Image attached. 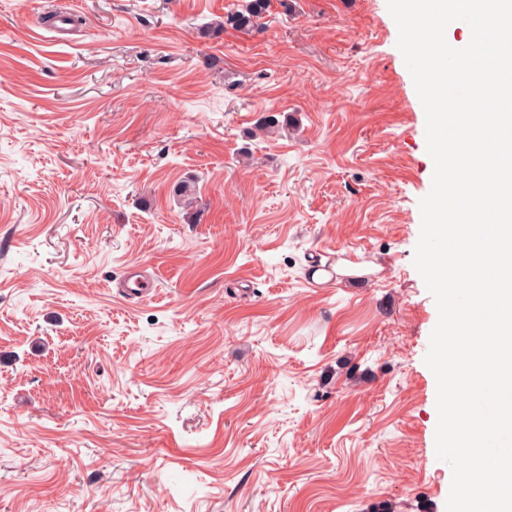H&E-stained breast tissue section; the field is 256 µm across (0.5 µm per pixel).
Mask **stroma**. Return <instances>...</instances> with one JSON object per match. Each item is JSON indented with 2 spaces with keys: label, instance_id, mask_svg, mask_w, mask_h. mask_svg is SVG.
<instances>
[{
  "label": "stroma",
  "instance_id": "obj_1",
  "mask_svg": "<svg viewBox=\"0 0 512 512\" xmlns=\"http://www.w3.org/2000/svg\"><path fill=\"white\" fill-rule=\"evenodd\" d=\"M246 2L0 0V512H446L397 26ZM266 6V0H250L244 11L228 15L224 23L242 30L260 27L263 24L260 20L266 12Z\"/></svg>",
  "mask_w": 512,
  "mask_h": 512
}]
</instances>
